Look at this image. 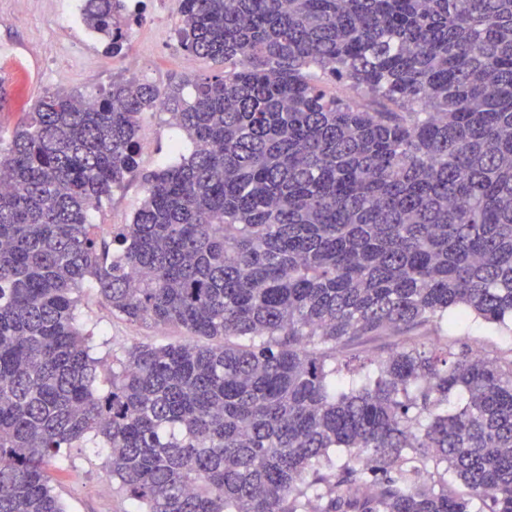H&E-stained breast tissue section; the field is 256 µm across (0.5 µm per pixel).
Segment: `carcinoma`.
Instances as JSON below:
<instances>
[{"label":"carcinoma","mask_w":512,"mask_h":512,"mask_svg":"<svg viewBox=\"0 0 512 512\" xmlns=\"http://www.w3.org/2000/svg\"><path fill=\"white\" fill-rule=\"evenodd\" d=\"M129 2L82 6L114 54ZM177 2L224 74L47 91L0 152V512H66L49 470L90 443L136 512H512V360L422 341L512 321V0ZM157 103L194 150L108 241ZM88 280L210 343L105 367ZM386 356L387 350L380 343L355 346L343 358V362L349 363V370L344 369L343 373L350 376L373 373L376 364Z\"/></svg>","instance_id":"1"}]
</instances>
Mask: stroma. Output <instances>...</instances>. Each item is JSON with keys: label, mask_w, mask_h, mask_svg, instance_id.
<instances>
[{"label": "stroma", "mask_w": 512, "mask_h": 512, "mask_svg": "<svg viewBox=\"0 0 512 512\" xmlns=\"http://www.w3.org/2000/svg\"><path fill=\"white\" fill-rule=\"evenodd\" d=\"M64 0H0V15L10 16L0 24V45L9 49L0 55V76L6 77L10 101L0 111V140L10 141L14 128L32 111L37 100L59 86L95 97L113 80L148 83L165 89L176 77H201L219 73L209 61L195 60L186 67L187 54L179 44L178 14L163 0H136L144 16L135 26L128 52L107 51L104 40L87 39L84 24L64 20ZM140 59L136 71H129V55ZM140 176L127 179L110 198L91 211L93 223L111 228L131 223L145 196L143 174L176 163L169 145L179 142L187 155L193 145L185 133L172 124L167 112L144 111L139 120ZM76 314L93 333L92 354L104 361L123 355L136 343L154 346L179 343L186 333L177 327L131 324L113 318L93 288H83ZM432 342L465 339L475 354L485 358L512 355V331L471 319L454 325L431 327ZM102 449L71 448L63 451L53 468L54 486L66 512H135L132 500L113 481Z\"/></svg>", "instance_id": "1"}]
</instances>
